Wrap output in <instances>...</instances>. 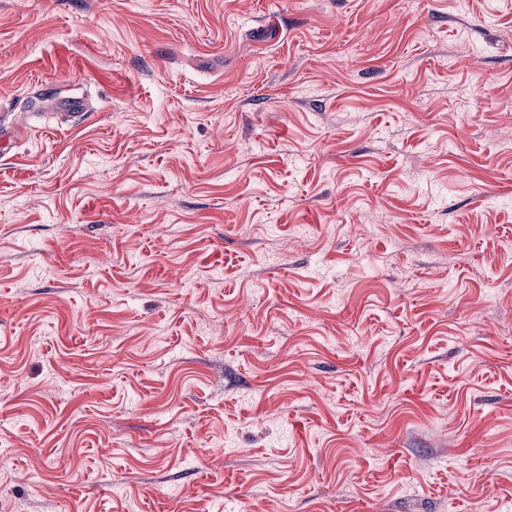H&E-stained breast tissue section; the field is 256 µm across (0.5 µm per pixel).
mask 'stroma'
Wrapping results in <instances>:
<instances>
[{
	"label": "stroma",
	"mask_w": 512,
	"mask_h": 512,
	"mask_svg": "<svg viewBox=\"0 0 512 512\" xmlns=\"http://www.w3.org/2000/svg\"><path fill=\"white\" fill-rule=\"evenodd\" d=\"M0 130V512H512V0H0Z\"/></svg>",
	"instance_id": "stroma-1"
}]
</instances>
